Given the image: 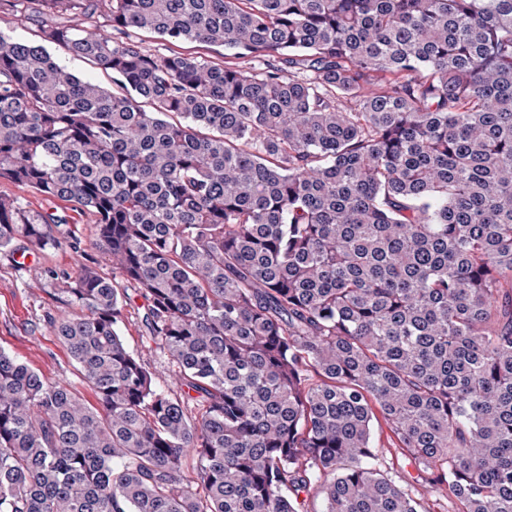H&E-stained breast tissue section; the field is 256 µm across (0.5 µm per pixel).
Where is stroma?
<instances>
[{
    "label": "stroma",
    "instance_id": "stroma-1",
    "mask_svg": "<svg viewBox=\"0 0 512 512\" xmlns=\"http://www.w3.org/2000/svg\"><path fill=\"white\" fill-rule=\"evenodd\" d=\"M1 190L14 195L26 210L47 211L63 217L72 237L86 238L87 217L73 211L68 203L48 200L30 190L0 182ZM80 261V255L67 247L54 249L45 256H31L24 270L14 268L10 261L0 256V350L26 363L49 380L68 383L79 396L89 401L93 395L85 386L75 362L45 325L46 315L59 314L60 309L52 297L48 282L37 276L42 266L66 270L74 268ZM143 333L140 320L133 316L122 328L128 347L144 353L155 383L163 388L171 387L172 365L162 354H145Z\"/></svg>",
    "mask_w": 512,
    "mask_h": 512
}]
</instances>
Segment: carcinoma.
Listing matches in <instances>:
<instances>
[{
    "mask_svg": "<svg viewBox=\"0 0 512 512\" xmlns=\"http://www.w3.org/2000/svg\"><path fill=\"white\" fill-rule=\"evenodd\" d=\"M6 6L56 21L0 33V181L89 237L0 192V251L100 260L43 270L96 403L0 350V512H429L379 417L455 512H512V0ZM60 64L64 71L68 73L75 74L85 80L99 83L105 87L112 86L111 78L105 72L87 62L61 56ZM14 195L17 200L31 212H52L66 219L67 228L73 238L86 240L88 234L87 217L73 211L68 203L61 201L47 200L28 189H18L10 184L0 182V191ZM129 316V319L122 326V334L128 347L134 352L142 353L146 360L150 371L152 372L155 383L162 387H172L173 382V367L168 359L160 353L149 354L144 348V340L142 335L145 334V329L141 325L140 319H137L134 314ZM374 438L379 449V455L386 465L393 467L398 472L403 482L414 483L418 477L417 468L410 461L397 456L396 439L391 431L390 426L379 418L374 426Z\"/></svg>",
    "mask_w": 512,
    "mask_h": 512,
    "instance_id": "carcinoma-1",
    "label": "carcinoma"
}]
</instances>
